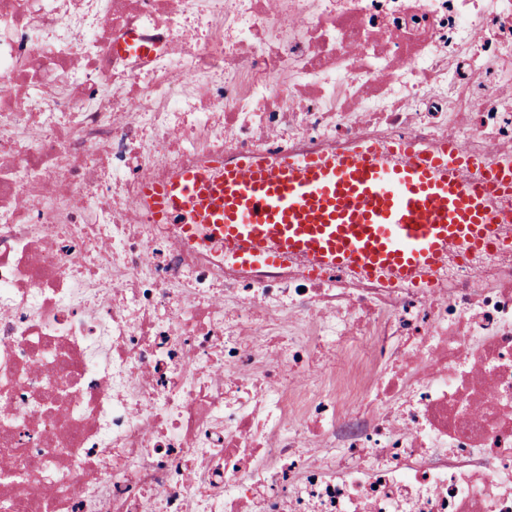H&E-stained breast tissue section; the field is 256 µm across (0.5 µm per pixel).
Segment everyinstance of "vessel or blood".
I'll return each mask as SVG.
<instances>
[{
	"mask_svg": "<svg viewBox=\"0 0 512 512\" xmlns=\"http://www.w3.org/2000/svg\"><path fill=\"white\" fill-rule=\"evenodd\" d=\"M152 219L178 225L193 244L223 241L226 264L244 270L306 258L312 272L345 271L434 288L426 272L450 247L506 246L498 200L512 198V163L493 167L448 144L405 143L380 153L358 144L331 156L271 161L240 155L145 182Z\"/></svg>",
	"mask_w": 512,
	"mask_h": 512,
	"instance_id": "b4317fda",
	"label": "vessel or blood"
}]
</instances>
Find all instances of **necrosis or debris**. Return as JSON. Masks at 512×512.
<instances>
[{
	"label": "necrosis or debris",
	"mask_w": 512,
	"mask_h": 512,
	"mask_svg": "<svg viewBox=\"0 0 512 512\" xmlns=\"http://www.w3.org/2000/svg\"><path fill=\"white\" fill-rule=\"evenodd\" d=\"M408 140L512 160V0H0V512H512V248L254 275L142 192Z\"/></svg>",
	"instance_id": "necrosis-or-debris-1"
}]
</instances>
